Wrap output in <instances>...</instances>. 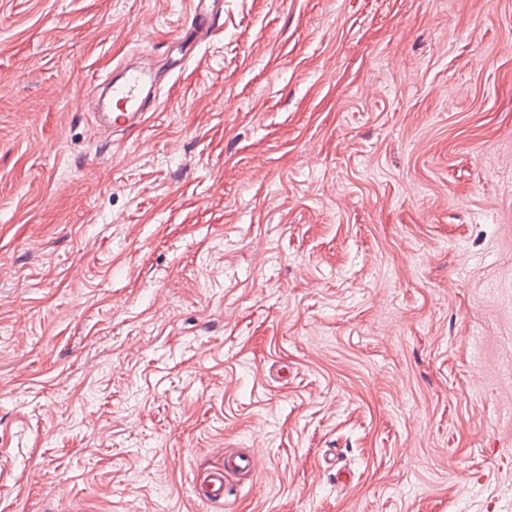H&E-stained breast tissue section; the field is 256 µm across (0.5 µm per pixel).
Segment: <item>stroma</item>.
Masks as SVG:
<instances>
[{"instance_id": "35a3bbf8", "label": "stroma", "mask_w": 512, "mask_h": 512, "mask_svg": "<svg viewBox=\"0 0 512 512\" xmlns=\"http://www.w3.org/2000/svg\"><path fill=\"white\" fill-rule=\"evenodd\" d=\"M186 18L0 0V512H512V0H224L101 141ZM224 2L222 0H191L189 24L183 27L174 43L186 45V53L166 59V73L171 77L181 72L190 57L187 49L194 50L204 39L213 36L222 27ZM112 83L107 94L92 91L82 103L84 109L104 117L105 127L112 135L125 134L138 127L148 112L153 111L166 85V73L118 63L113 69ZM258 455H245L242 453H227L224 456V469L208 474L201 483L197 497L207 503L218 502L224 499L227 478L229 475L250 472L259 466Z\"/></svg>"}]
</instances>
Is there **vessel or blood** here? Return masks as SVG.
<instances>
[{
	"label": "vessel or blood",
	"instance_id": "obj_1",
	"mask_svg": "<svg viewBox=\"0 0 512 512\" xmlns=\"http://www.w3.org/2000/svg\"><path fill=\"white\" fill-rule=\"evenodd\" d=\"M223 0H190L189 23L183 27L176 41L194 48L201 41L213 36L222 26ZM186 53L167 59L166 68L157 72L125 62L112 70L113 79L107 92L93 91L86 94L82 103L86 111L101 116L112 134H124L138 127L153 111L161 98L166 75L182 71L189 59ZM258 455L228 453L224 467L208 474L197 493L201 501L211 503L223 499L227 478L230 475L255 470Z\"/></svg>",
	"mask_w": 512,
	"mask_h": 512
}]
</instances>
